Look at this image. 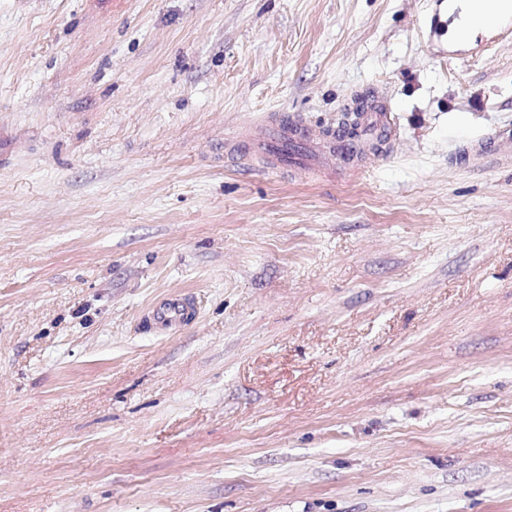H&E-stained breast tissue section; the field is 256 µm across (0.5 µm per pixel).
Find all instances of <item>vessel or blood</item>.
Wrapping results in <instances>:
<instances>
[{
  "instance_id": "vessel-or-blood-1",
  "label": "vessel or blood",
  "mask_w": 512,
  "mask_h": 512,
  "mask_svg": "<svg viewBox=\"0 0 512 512\" xmlns=\"http://www.w3.org/2000/svg\"><path fill=\"white\" fill-rule=\"evenodd\" d=\"M358 120L356 134L349 136L332 128L320 132L298 117L275 113L267 118L256 144L276 166L292 164L315 169L328 165L348 169L359 162L367 146L390 142L394 134L391 109L377 95L367 96ZM194 314L190 300L173 298L155 306L149 322L158 330L173 331L191 320Z\"/></svg>"
}]
</instances>
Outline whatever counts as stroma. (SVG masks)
I'll return each instance as SVG.
<instances>
[{
    "instance_id": "1",
    "label": "stroma",
    "mask_w": 512,
    "mask_h": 512,
    "mask_svg": "<svg viewBox=\"0 0 512 512\" xmlns=\"http://www.w3.org/2000/svg\"><path fill=\"white\" fill-rule=\"evenodd\" d=\"M440 2L0 0V512H512V25ZM373 90L357 172L224 154ZM445 7L449 31L457 42L473 39L492 24L482 0H448ZM445 25L446 21L440 19L430 21L433 32L445 29ZM193 303L186 298L169 299L155 306L149 315L150 324L160 331H174L193 318Z\"/></svg>"
}]
</instances>
